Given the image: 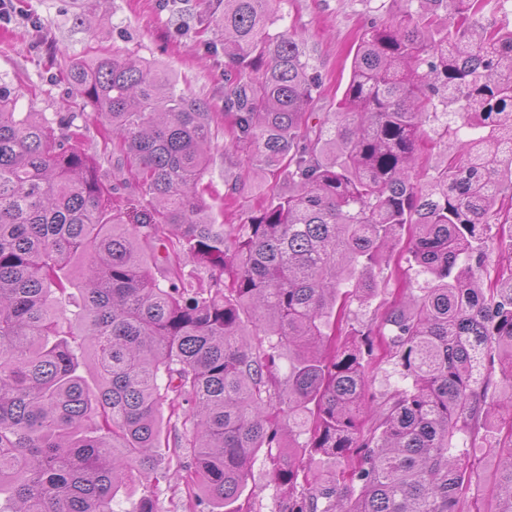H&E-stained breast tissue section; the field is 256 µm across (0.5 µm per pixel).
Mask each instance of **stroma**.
Instances as JSON below:
<instances>
[{
	"instance_id": "35a3bbf8",
	"label": "stroma",
	"mask_w": 512,
	"mask_h": 512,
	"mask_svg": "<svg viewBox=\"0 0 512 512\" xmlns=\"http://www.w3.org/2000/svg\"><path fill=\"white\" fill-rule=\"evenodd\" d=\"M405 9L403 0H288L284 23L303 32L324 79L316 111H328L340 98L369 19L400 16ZM197 11V0H179L174 9L161 0H13L10 23H0V86L18 95L22 112L51 118L93 112L65 80L62 67L65 60H88L116 45L166 70L177 89L203 100L211 111H223L224 53L208 51L202 38L188 35ZM246 167L243 153L213 152L205 200L217 223H239L262 205L250 183L237 194L227 192V178ZM269 470L265 454H258L239 499L243 512H284L286 503Z\"/></svg>"
}]
</instances>
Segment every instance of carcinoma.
I'll return each instance as SVG.
<instances>
[{
    "label": "carcinoma",
    "mask_w": 512,
    "mask_h": 512,
    "mask_svg": "<svg viewBox=\"0 0 512 512\" xmlns=\"http://www.w3.org/2000/svg\"><path fill=\"white\" fill-rule=\"evenodd\" d=\"M287 2L200 0L222 112L119 47L63 69L123 179L77 147L83 113L17 112L0 88V512H115L142 480L130 512H157L158 457L186 452L192 512L203 493L241 512L261 448L287 512H512V431L495 421H512V267L489 270L512 257V0L373 19L321 114ZM450 113L472 136L421 165ZM221 132L274 176L227 226L202 183ZM396 251L426 287L397 265L376 321L336 330V303L369 302ZM377 351L401 367L390 392ZM485 448L495 478L465 509ZM317 455L336 468L316 475Z\"/></svg>",
    "instance_id": "1"
}]
</instances>
